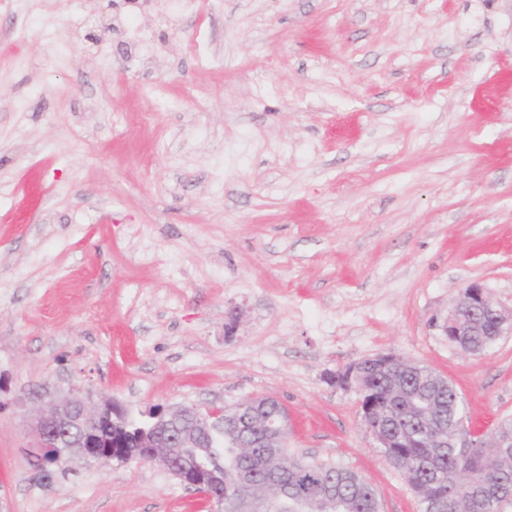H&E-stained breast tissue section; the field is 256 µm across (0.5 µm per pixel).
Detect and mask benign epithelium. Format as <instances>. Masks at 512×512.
I'll use <instances>...</instances> for the list:
<instances>
[{
    "label": "benign epithelium",
    "instance_id": "1",
    "mask_svg": "<svg viewBox=\"0 0 512 512\" xmlns=\"http://www.w3.org/2000/svg\"><path fill=\"white\" fill-rule=\"evenodd\" d=\"M490 313L498 324L512 323V315L503 310L493 294L479 283H470L454 301L441 325L442 334L449 338L448 344L458 347V336H481L484 324L483 313ZM34 441L37 465L44 468L49 462L66 465L77 458L87 466H107L116 460L113 449L126 447V440L112 435L113 417L124 414L122 407L108 401L97 407L92 406L89 397L78 388L58 400L46 405H34ZM199 421L209 425L224 421V407L218 405L193 406ZM288 433V419L281 411L267 419L263 444L280 445L281 437ZM185 438L181 434L166 437L158 430V424L138 428L134 445L138 448H153L155 452L146 461L157 464L167 472L190 470L195 481L188 487L203 495L209 494L205 478L195 472L192 460L183 451Z\"/></svg>",
    "mask_w": 512,
    "mask_h": 512
}]
</instances>
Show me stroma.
Masks as SVG:
<instances>
[{
    "instance_id": "stroma-1",
    "label": "stroma",
    "mask_w": 512,
    "mask_h": 512,
    "mask_svg": "<svg viewBox=\"0 0 512 512\" xmlns=\"http://www.w3.org/2000/svg\"><path fill=\"white\" fill-rule=\"evenodd\" d=\"M472 282L512 311V0H0V512H207L155 464L39 470L21 401L72 385L276 400L421 512L333 377L392 352L512 420V335L439 328Z\"/></svg>"
}]
</instances>
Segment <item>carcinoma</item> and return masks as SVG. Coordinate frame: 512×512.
Listing matches in <instances>:
<instances>
[{"instance_id":"obj_1","label":"carcinoma","mask_w":512,"mask_h":512,"mask_svg":"<svg viewBox=\"0 0 512 512\" xmlns=\"http://www.w3.org/2000/svg\"><path fill=\"white\" fill-rule=\"evenodd\" d=\"M498 336H464V350L480 353ZM365 377L361 417L393 447H379L419 497L423 512H505L512 507V447L497 441L512 423L494 433L470 437L456 447L464 426L462 399L429 368L397 360L383 365L374 358L359 363ZM180 432L195 430L201 439L199 461L209 491L224 496L227 512H381L374 487L340 462L305 461L286 448H254L237 432L234 410L224 411V426L204 428L192 413L176 423Z\"/></svg>"}]
</instances>
